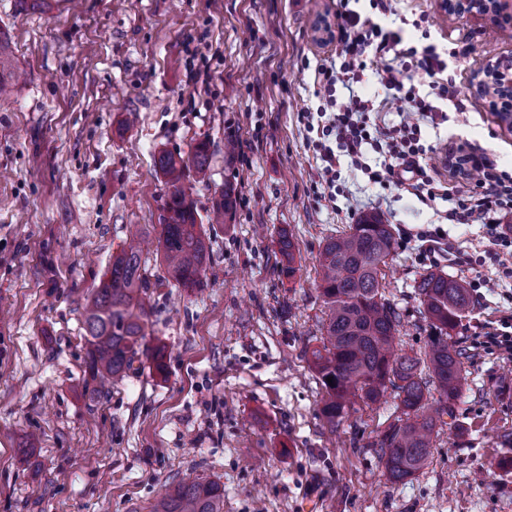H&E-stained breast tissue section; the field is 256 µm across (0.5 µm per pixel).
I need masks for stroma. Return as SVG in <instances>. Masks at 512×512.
Segmentation results:
<instances>
[{
  "mask_svg": "<svg viewBox=\"0 0 512 512\" xmlns=\"http://www.w3.org/2000/svg\"><path fill=\"white\" fill-rule=\"evenodd\" d=\"M394 7L407 46L471 48L448 69L467 111L423 123L424 146L462 142L512 173V131L472 81L512 55V23L491 29L438 0ZM333 12L332 0H0L19 75L0 98V512H150L197 477L223 485L224 512H512V468L498 465L512 456V357L483 342L512 314V284L485 257L480 225H445L448 251L432 257L405 232L437 217L407 192L346 167L344 197H320L297 114L324 103L312 74L336 46L315 23ZM198 71L207 79L196 84ZM204 139L210 177L188 185L199 214L225 182L237 194L231 223L206 228L215 275L199 290L174 287L145 251L150 353L92 396L85 301L122 242L158 226L159 154L185 156ZM353 208L394 230L383 284L406 352L424 349L421 273L482 285L451 333L467 375L454 418L426 466L396 484L371 446L397 414L394 397L330 429L305 357L324 318L316 258Z\"/></svg>",
  "mask_w": 512,
  "mask_h": 512,
  "instance_id": "obj_1",
  "label": "stroma"
}]
</instances>
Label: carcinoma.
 Returning a JSON list of instances; mask_svg holds the SVG:
<instances>
[{
    "label": "carcinoma",
    "mask_w": 512,
    "mask_h": 512,
    "mask_svg": "<svg viewBox=\"0 0 512 512\" xmlns=\"http://www.w3.org/2000/svg\"><path fill=\"white\" fill-rule=\"evenodd\" d=\"M11 69L9 42L0 32V95L10 91ZM157 167L167 186L158 255L173 286L200 289L210 269V241L197 223L185 181L192 175L199 181L209 178V145L198 143L187 157L163 151ZM234 203L235 188L226 183L208 223L232 220ZM393 245L391 225L379 214L365 215L349 231L325 241L318 256V290L327 318L309 367L324 391L320 415L332 428L359 402L374 404L388 395L399 400L400 415L372 443L385 461L389 481L399 483L425 466L437 419L453 413L466 384L462 352L449 344L448 335L469 310L471 294L442 270L423 273L414 297L430 332L422 356L406 353L397 342L400 315L380 292L379 278ZM279 252L288 276H294L295 245L285 231L279 234ZM150 287L140 245L129 240L112 255L84 306L86 373L92 390L122 380L145 352L144 295ZM434 392L438 398L433 400ZM152 512H224V488L211 480L182 482L156 499Z\"/></svg>",
    "instance_id": "obj_1"
}]
</instances>
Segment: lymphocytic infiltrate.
<instances>
[{"label":"lymphocytic infiltrate","mask_w":512,"mask_h":512,"mask_svg":"<svg viewBox=\"0 0 512 512\" xmlns=\"http://www.w3.org/2000/svg\"><path fill=\"white\" fill-rule=\"evenodd\" d=\"M371 10L351 8V0H336L331 40L334 60L314 69V85L323 89L324 107L302 110L305 139L315 154L318 182L324 200L335 202L342 163L361 171L370 181L406 191L426 206L447 202V220L455 224L482 225L503 278H512V175L501 171L488 153L474 154L464 145L450 148L442 166L430 165L422 139L425 119L447 122L449 111H464L462 92L448 76V59L435 44L405 47L407 33L392 26V0H369ZM377 84L405 103L399 123L378 124L376 96L364 88ZM426 84L431 97L420 95ZM479 168L476 186L450 194L440 178Z\"/></svg>","instance_id":"lymphocytic-infiltrate-1"}]
</instances>
